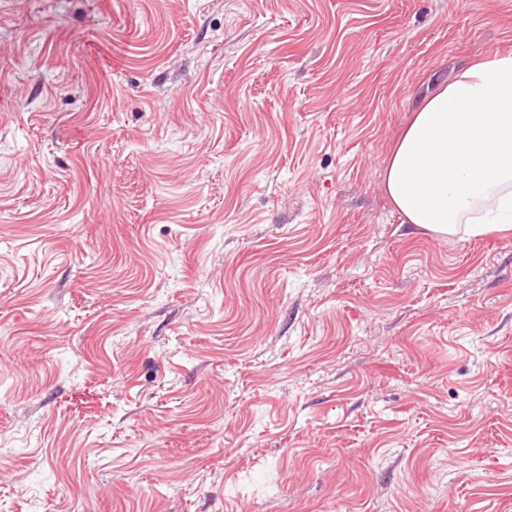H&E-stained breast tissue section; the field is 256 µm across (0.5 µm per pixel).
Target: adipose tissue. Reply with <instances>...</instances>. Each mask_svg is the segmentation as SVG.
<instances>
[{"mask_svg":"<svg viewBox=\"0 0 512 512\" xmlns=\"http://www.w3.org/2000/svg\"><path fill=\"white\" fill-rule=\"evenodd\" d=\"M407 223L448 237L512 228V54H490L436 85L384 173Z\"/></svg>","mask_w":512,"mask_h":512,"instance_id":"1","label":"adipose tissue"}]
</instances>
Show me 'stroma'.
I'll return each mask as SVG.
<instances>
[{
	"label": "stroma",
	"instance_id": "1",
	"mask_svg": "<svg viewBox=\"0 0 512 512\" xmlns=\"http://www.w3.org/2000/svg\"><path fill=\"white\" fill-rule=\"evenodd\" d=\"M512 0H0V512H512V231L383 174Z\"/></svg>",
	"mask_w": 512,
	"mask_h": 512
}]
</instances>
